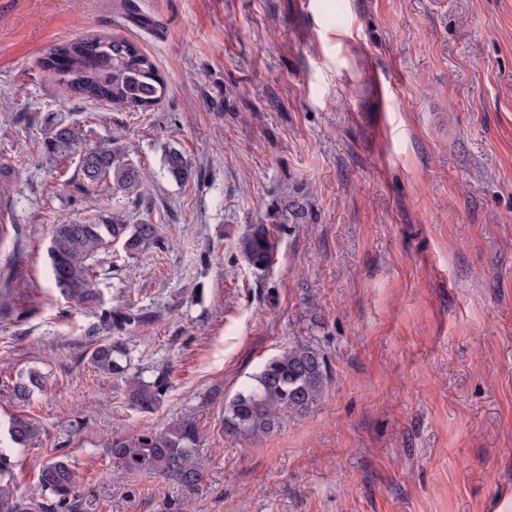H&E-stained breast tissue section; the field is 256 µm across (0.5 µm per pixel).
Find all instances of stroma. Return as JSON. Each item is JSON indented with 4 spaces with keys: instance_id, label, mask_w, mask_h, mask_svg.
Returning a JSON list of instances; mask_svg holds the SVG:
<instances>
[{
    "instance_id": "stroma-1",
    "label": "stroma",
    "mask_w": 512,
    "mask_h": 512,
    "mask_svg": "<svg viewBox=\"0 0 512 512\" xmlns=\"http://www.w3.org/2000/svg\"><path fill=\"white\" fill-rule=\"evenodd\" d=\"M95 33L151 56L157 105L119 111L41 69ZM60 124L127 150L146 183H88L45 149ZM115 212L158 230L91 261L105 307L150 316L125 336L131 375L168 378L150 413L92 365L97 315L47 253L59 220ZM0 224L18 227L0 244V424L41 426L14 453L19 488L61 451L68 512H512V0H0ZM253 224L278 242L263 271L238 250ZM300 340L327 358L320 400L228 435L225 404ZM186 416L194 500L113 462V435ZM163 165L169 176L176 182L182 183L191 177L190 163L177 149L170 148L165 151Z\"/></svg>"
}]
</instances>
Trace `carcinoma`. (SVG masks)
<instances>
[{
	"instance_id": "cac0c4a2",
	"label": "carcinoma",
	"mask_w": 512,
	"mask_h": 512,
	"mask_svg": "<svg viewBox=\"0 0 512 512\" xmlns=\"http://www.w3.org/2000/svg\"><path fill=\"white\" fill-rule=\"evenodd\" d=\"M40 66L73 94L124 110L143 111L158 104L167 91L166 80L150 56L118 35L92 34L62 42L40 60ZM46 149L60 157L78 155L82 175L91 183L109 178L116 188L128 189L143 179L142 169L125 160V150L110 143L91 144L86 134L71 126L56 127ZM163 165L177 182L191 177L190 163L177 149L165 151ZM156 236L155 225L129 224L119 213L55 224L48 248L53 284L77 303L98 305L101 298L89 260L117 243L134 253ZM238 246L246 263L260 270L272 265L277 251L273 230L265 224L250 225ZM141 323L143 317L128 308L103 309L88 335L102 331L112 334V339L100 341L93 350L92 363L98 370L126 380L132 404L151 412L165 396V379L147 382L127 378L129 351L125 339L119 337ZM328 383V362L322 349L312 341L295 342L267 360L253 383L224 406V428L247 438L264 435L282 415L308 409ZM6 433L12 446L0 445V512H63L78 493L69 456L61 453L45 461L39 470L36 494L23 495L14 480V449L32 443L40 428L31 419L16 416L8 421ZM201 443L198 420L184 417L162 430L118 434L112 439L110 452L123 468L159 475L193 495L204 480Z\"/></svg>"
}]
</instances>
